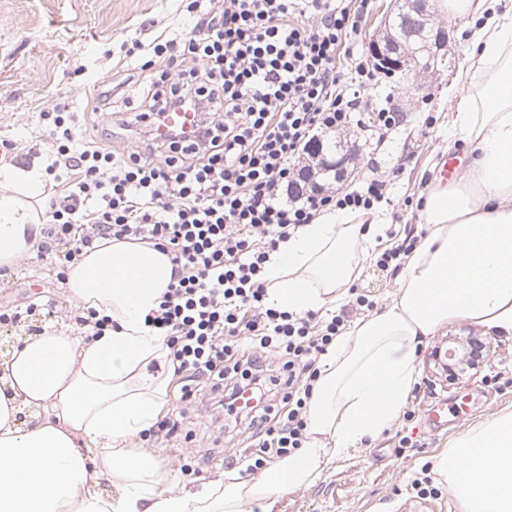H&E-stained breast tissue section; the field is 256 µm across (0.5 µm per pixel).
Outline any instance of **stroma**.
<instances>
[{
	"label": "stroma",
	"mask_w": 512,
	"mask_h": 512,
	"mask_svg": "<svg viewBox=\"0 0 512 512\" xmlns=\"http://www.w3.org/2000/svg\"><path fill=\"white\" fill-rule=\"evenodd\" d=\"M188 14L182 0H0V142L13 148L9 162L32 160L37 137L45 122L40 116L44 101L59 99L86 122L107 129L109 117L96 111L106 85L133 73L134 66L122 43L152 40L164 30L187 28ZM448 43L457 70L422 72L416 77L424 100L407 105L397 78L380 77L362 93L372 106H393L405 112V121L384 144L370 149L361 143L357 128L338 133L344 148H357V159L347 166L348 177L336 181L324 174L321 182L346 192L368 174L390 178L387 201L373 212L386 231L400 233L405 226L422 232L417 206L422 185L433 178L441 158L454 159L466 168L472 147L451 135L455 105L463 92L457 71L464 68L474 30L472 19L455 21ZM383 244H376L353 282L358 294L382 309L395 296L398 278L377 263ZM54 257L39 256L25 268L0 271V314L66 306L65 285L57 278ZM451 336H475L490 352L479 370L448 383L430 358L434 345ZM417 393L411 394L402 416L376 439L350 449L317 483L279 497L275 512H459L446 484L433 479L434 457L471 426L499 412L512 410V338L494 336L467 320H452L424 341L418 356ZM464 404L450 414L445 426L426 420V409L435 403ZM408 447H400V438ZM172 479V492L196 490L217 479L244 480L239 468L224 462L223 451L200 461L185 437L156 442L148 448ZM430 477L431 494L419 495L414 479Z\"/></svg>",
	"instance_id": "1"
}]
</instances>
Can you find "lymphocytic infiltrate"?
I'll list each match as a JSON object with an SVG mask.
<instances>
[{"instance_id": "lymphocytic-infiltrate-1", "label": "lymphocytic infiltrate", "mask_w": 512, "mask_h": 512, "mask_svg": "<svg viewBox=\"0 0 512 512\" xmlns=\"http://www.w3.org/2000/svg\"><path fill=\"white\" fill-rule=\"evenodd\" d=\"M370 0H189L191 29L134 40L126 56L142 76L134 119L140 147L83 136L67 104L49 101L42 144L51 193L37 250L60 267L94 243L149 241L172 257L173 282L147 324L163 336L181 382V416L157 422L154 440L177 436L182 415L244 418L249 432L228 465L254 473L301 448L320 361L345 314L281 311L267 301L266 264L322 211H365L386 180L341 193L300 186L301 163L324 131L354 126L384 141L403 120L373 108L343 81L340 61L369 76L351 38ZM199 107V134L157 141L167 108ZM258 406L239 415L235 396Z\"/></svg>"}]
</instances>
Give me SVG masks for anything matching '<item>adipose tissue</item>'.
<instances>
[{"label":"adipose tissue","mask_w":512,"mask_h":512,"mask_svg":"<svg viewBox=\"0 0 512 512\" xmlns=\"http://www.w3.org/2000/svg\"><path fill=\"white\" fill-rule=\"evenodd\" d=\"M436 7L479 21L452 130L475 157L465 178L428 191L426 234L391 304L353 323L324 356L304 448L252 481L166 490L167 472L130 443L169 401V350L144 318L172 283L173 263L153 244L110 241L68 266L65 291L72 307L111 327L71 336L51 326L19 338L0 362V512H245L256 501L272 512L282 493L316 483L398 418L418 380L419 346L449 320L512 337V6ZM44 186L40 163L0 165V267L34 258ZM381 230L339 210L316 216L268 263L269 302L303 314L341 300ZM27 410L34 422L20 421ZM432 470L460 512H512V412L458 437ZM97 472L117 496L94 488Z\"/></svg>","instance_id":"ef3b65f1"}]
</instances>
